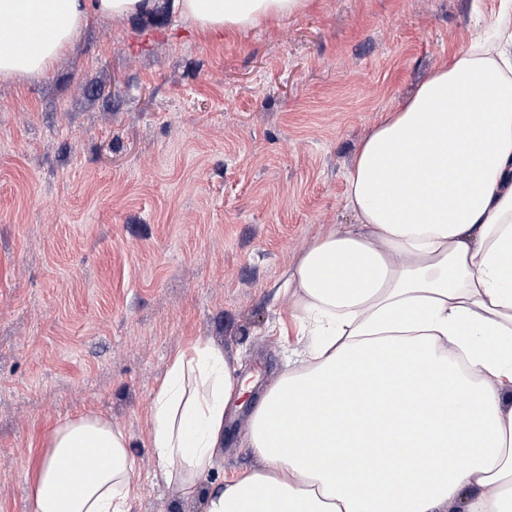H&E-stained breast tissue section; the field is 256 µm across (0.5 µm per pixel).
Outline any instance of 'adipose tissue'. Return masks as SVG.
<instances>
[{
  "label": "adipose tissue",
  "mask_w": 512,
  "mask_h": 512,
  "mask_svg": "<svg viewBox=\"0 0 512 512\" xmlns=\"http://www.w3.org/2000/svg\"><path fill=\"white\" fill-rule=\"evenodd\" d=\"M155 0H0V78L43 76L96 15ZM306 0H171L200 32L288 17ZM352 229L317 235L287 276L312 342L251 413L261 468L205 512H512V10L436 69L362 142ZM245 391L221 348L171 359L148 441L191 497ZM124 432L87 412L51 426L29 512H128ZM79 481H72V474Z\"/></svg>",
  "instance_id": "obj_1"
}]
</instances>
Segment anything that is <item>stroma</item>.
I'll list each match as a JSON object with an SVG mask.
<instances>
[{
  "instance_id": "stroma-1",
  "label": "stroma",
  "mask_w": 512,
  "mask_h": 512,
  "mask_svg": "<svg viewBox=\"0 0 512 512\" xmlns=\"http://www.w3.org/2000/svg\"><path fill=\"white\" fill-rule=\"evenodd\" d=\"M501 0H309L204 36L157 0L91 19L46 77L0 79V512L43 433L92 410L135 457L129 512H204L159 475L152 396L213 342L252 382L204 482L261 462L248 416L302 349L286 274L351 229L356 152Z\"/></svg>"
}]
</instances>
